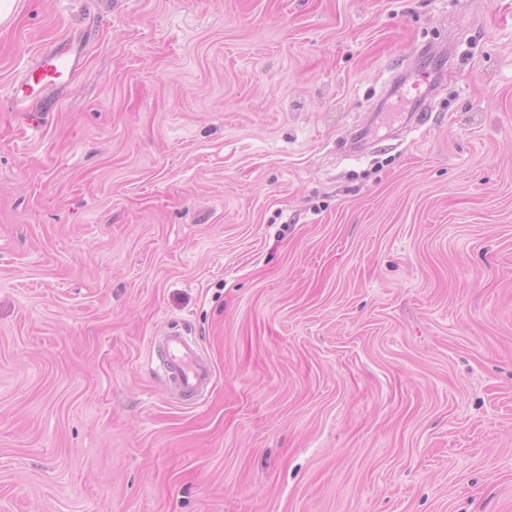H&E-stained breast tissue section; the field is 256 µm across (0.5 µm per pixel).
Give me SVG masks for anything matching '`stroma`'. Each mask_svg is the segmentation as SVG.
<instances>
[{
	"label": "stroma",
	"instance_id": "obj_1",
	"mask_svg": "<svg viewBox=\"0 0 512 512\" xmlns=\"http://www.w3.org/2000/svg\"><path fill=\"white\" fill-rule=\"evenodd\" d=\"M58 45L32 128L9 85ZM0 512H512V0H20ZM419 53L422 56L421 61L423 65L421 70L418 72V79L408 88L401 86L397 90L401 99L409 105V112H417L409 113L412 115L411 118L414 117L413 125L417 128L421 127V122H423L428 116L426 112L430 111L426 97L419 90L421 81H427L436 76V79H438L445 66V61L443 59L432 57L425 51H420ZM156 358L169 384L179 393L181 400L191 402L212 383L211 364L197 352L196 346L180 332H170L152 346V359Z\"/></svg>",
	"mask_w": 512,
	"mask_h": 512
}]
</instances>
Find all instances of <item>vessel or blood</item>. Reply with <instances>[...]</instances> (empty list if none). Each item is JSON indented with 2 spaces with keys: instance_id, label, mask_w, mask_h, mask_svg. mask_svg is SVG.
Listing matches in <instances>:
<instances>
[{
  "instance_id": "1",
  "label": "vessel or blood",
  "mask_w": 512,
  "mask_h": 512,
  "mask_svg": "<svg viewBox=\"0 0 512 512\" xmlns=\"http://www.w3.org/2000/svg\"><path fill=\"white\" fill-rule=\"evenodd\" d=\"M76 66L77 59L69 49L56 46L42 51L12 83L9 97L21 111H51L55 105V90L64 75ZM444 66L443 59L423 55L417 83L399 88L398 94L413 111L415 122H423L429 110L427 99L419 89L420 82L439 76ZM152 356L159 361L169 384L179 393L182 401H194L212 383L211 364L198 354L196 346L182 333L170 332L154 342Z\"/></svg>"
}]
</instances>
